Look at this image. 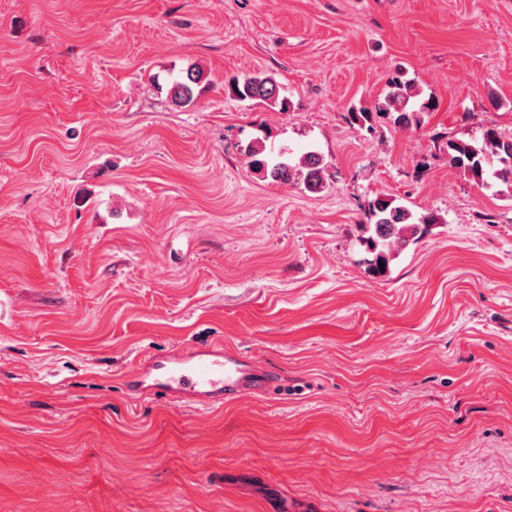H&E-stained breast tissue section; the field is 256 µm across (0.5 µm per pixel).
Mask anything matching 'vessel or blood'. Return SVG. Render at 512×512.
I'll return each instance as SVG.
<instances>
[{"label": "vessel or blood", "instance_id": "obj_1", "mask_svg": "<svg viewBox=\"0 0 512 512\" xmlns=\"http://www.w3.org/2000/svg\"><path fill=\"white\" fill-rule=\"evenodd\" d=\"M271 379L270 370L228 350L175 349L138 361L127 386L170 399L187 396L200 405L214 407L267 389Z\"/></svg>", "mask_w": 512, "mask_h": 512}]
</instances>
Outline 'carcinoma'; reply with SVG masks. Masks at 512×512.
<instances>
[{
  "mask_svg": "<svg viewBox=\"0 0 512 512\" xmlns=\"http://www.w3.org/2000/svg\"><path fill=\"white\" fill-rule=\"evenodd\" d=\"M205 81L203 72L191 64L170 77L167 97L177 107H186L195 102L200 86ZM227 91L241 100L257 101L281 111L288 110V98L283 88L271 76L257 74L234 80ZM420 96L415 83L398 71L386 81L383 102L379 114L391 118L397 127L410 128L421 123V115L434 108L430 100L415 104ZM450 162L467 175L476 186L490 188L493 181L512 182V137L506 138L498 129L489 126L479 139L470 141L450 138L446 141ZM249 159V166L264 178L273 182H289L295 177H304L306 188L319 193L327 185L322 157L309 150L300 157L292 156L287 148H267L263 141L255 140L242 147ZM439 223L434 214L414 217L406 206L396 199L378 195L368 201L363 227L368 236L363 244L372 259L370 269L375 275H383L381 265H389L390 258L400 252L409 242L415 241L432 224Z\"/></svg>",
  "mask_w": 512,
  "mask_h": 512,
  "instance_id": "carcinoma-1",
  "label": "carcinoma"
}]
</instances>
